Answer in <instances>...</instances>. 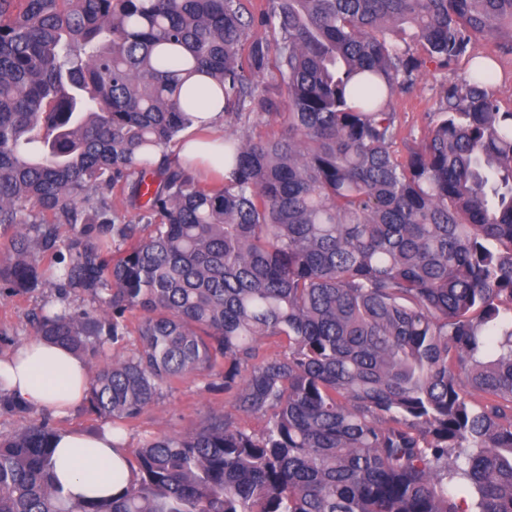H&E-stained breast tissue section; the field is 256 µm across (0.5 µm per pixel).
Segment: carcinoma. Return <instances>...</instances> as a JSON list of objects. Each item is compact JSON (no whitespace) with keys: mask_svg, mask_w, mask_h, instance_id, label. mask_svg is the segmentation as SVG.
I'll return each instance as SVG.
<instances>
[{"mask_svg":"<svg viewBox=\"0 0 512 512\" xmlns=\"http://www.w3.org/2000/svg\"><path fill=\"white\" fill-rule=\"evenodd\" d=\"M257 23L279 39L244 57ZM481 37L512 53V0H0V288L46 293L36 335L91 359L141 313L138 348L89 371L114 448L175 380L218 377L265 420L152 436L119 495L70 503L58 430L0 434V512H512V107L492 66L392 150L394 94ZM272 54L286 112L254 82ZM196 73L224 114L284 127L224 135L211 187L168 155ZM118 184L140 223L96 197Z\"/></svg>","mask_w":512,"mask_h":512,"instance_id":"1","label":"carcinoma"}]
</instances>
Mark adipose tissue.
<instances>
[{
    "instance_id": "adipose-tissue-1",
    "label": "adipose tissue",
    "mask_w": 512,
    "mask_h": 512,
    "mask_svg": "<svg viewBox=\"0 0 512 512\" xmlns=\"http://www.w3.org/2000/svg\"><path fill=\"white\" fill-rule=\"evenodd\" d=\"M182 90L200 101L192 114L193 125H206L211 135L204 140L185 132L178 146L180 161L191 167L204 160L222 164L224 137L219 130L224 125V112L220 100L201 76L187 80ZM87 383L88 369L80 356L39 337L0 359V384L15 401L29 407L65 414L84 399ZM55 458L56 480L71 497L118 495L130 474L125 453L113 449L108 431H60Z\"/></svg>"
}]
</instances>
